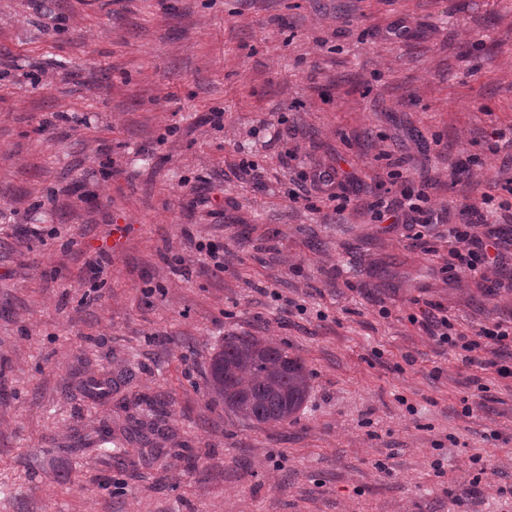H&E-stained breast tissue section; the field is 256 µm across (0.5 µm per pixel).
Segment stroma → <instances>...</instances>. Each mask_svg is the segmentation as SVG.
Segmentation results:
<instances>
[{
	"label": "stroma",
	"instance_id": "stroma-1",
	"mask_svg": "<svg viewBox=\"0 0 512 512\" xmlns=\"http://www.w3.org/2000/svg\"><path fill=\"white\" fill-rule=\"evenodd\" d=\"M406 188L447 223H377ZM468 221L512 242V0H0V512H512V349L424 328L512 325L443 269ZM243 334L309 371L294 422L212 401ZM343 177L336 167L329 166L315 169L310 182L315 191L327 194L330 200H339L342 194L335 190L342 186ZM431 317L434 319L432 320V326L436 330L432 336L437 337L441 343L447 344L451 349L472 353L482 347L479 340L467 339L457 333L448 315H441L440 317L432 315Z\"/></svg>",
	"mask_w": 512,
	"mask_h": 512
}]
</instances>
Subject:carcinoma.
Here are the masks:
<instances>
[{"label": "carcinoma", "mask_w": 512, "mask_h": 512, "mask_svg": "<svg viewBox=\"0 0 512 512\" xmlns=\"http://www.w3.org/2000/svg\"><path fill=\"white\" fill-rule=\"evenodd\" d=\"M207 385L224 409L258 424H282L305 403L309 373L300 358L258 336H226Z\"/></svg>", "instance_id": "obj_1"}]
</instances>
